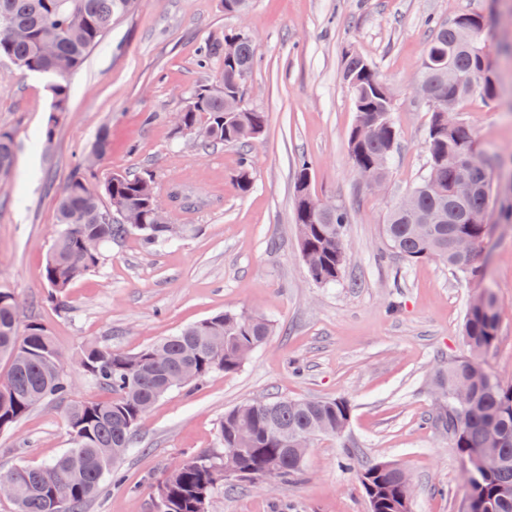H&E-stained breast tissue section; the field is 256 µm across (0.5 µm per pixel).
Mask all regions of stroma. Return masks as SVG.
<instances>
[{
	"label": "stroma",
	"instance_id": "1",
	"mask_svg": "<svg viewBox=\"0 0 512 512\" xmlns=\"http://www.w3.org/2000/svg\"><path fill=\"white\" fill-rule=\"evenodd\" d=\"M465 13L491 20L483 40L500 91L492 103L470 97L460 112L493 186L492 232L476 277L436 260L391 256L382 235L390 206L427 173L430 114L415 81L430 24ZM237 31L256 47L245 101L268 115L249 151L253 188L245 194L237 187L240 145L203 149L175 125L190 92L222 70L221 58L205 50ZM353 50L384 75L395 100L397 148L389 180L375 191L348 160L355 112L340 73ZM50 82L0 65V131L16 144L15 166L0 179V288L15 294L21 322L37 321L54 336L67 401L102 396L78 365L84 344L135 353L229 309L275 325L237 372L212 373L161 398L84 512H156L157 485L175 463L194 452L223 453L217 426L225 410L273 397L347 399L344 439L315 440L304 476L274 490L249 481L217 486L207 512H369L355 474L339 465L349 450L404 468L412 512H468L463 463L426 419L440 404L430 378L467 357L463 320L485 288L495 293L498 338L482 362L512 382V223L501 214L512 204V0H252L242 16L226 14L224 0H137L70 76L69 109L45 148ZM103 126L112 149L97 178L149 175L161 202L178 187L199 206L172 210L174 223L187 227L174 243L147 249L131 237L109 248L60 312L41 279L58 230L56 202ZM303 158L314 195L349 214V261L331 286L314 283L300 255L293 199ZM67 401L43 403L0 431V468L42 465L70 448Z\"/></svg>",
	"mask_w": 512,
	"mask_h": 512
}]
</instances>
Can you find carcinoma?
<instances>
[{"label":"carcinoma","mask_w":512,"mask_h":512,"mask_svg":"<svg viewBox=\"0 0 512 512\" xmlns=\"http://www.w3.org/2000/svg\"><path fill=\"white\" fill-rule=\"evenodd\" d=\"M136 0H0V61L17 69L51 75L54 116L45 127L42 144L53 140L56 115L68 110L67 76L99 46L114 21L129 13ZM472 39L455 38L457 24L436 23L427 40L419 79L426 85L430 122L425 149L426 176L410 191L416 211L393 205L383 236L389 250L408 262L436 259L464 276H475L477 252L490 234L487 210L491 193L487 160L480 155L465 126L443 128L441 111L459 110L469 96L486 100L498 96L495 85H476L487 64L482 34L484 18L468 14ZM235 42V56L224 47L223 90L202 86L190 93L180 110V130L194 134L201 145H245L265 129L268 116L249 108L242 97L255 48L244 32L224 36ZM342 74L354 79L351 89L356 121L348 135V156L354 171L387 177L398 140L393 121L394 97L384 76L369 61L349 54ZM111 139L101 128L83 155L57 202L58 231L49 249L42 279L47 299L67 310V293L75 281L100 267L103 250L135 236L153 249L168 244L171 232L155 223L163 207L149 176L112 173L91 181L94 170L109 153ZM15 142L0 131V176L15 165ZM482 171L481 184L462 200L450 194L460 176ZM251 165L242 158L238 189H252ZM439 187V195L433 187ZM293 222L300 254L312 281L329 285L340 281L348 262L346 224L341 205L327 211H305L294 201ZM99 241L86 250L84 243ZM273 325L261 316L226 311L180 329L134 353L97 344L85 346L79 357L82 371L106 397L73 402L64 417L72 445L53 461L0 470V486L10 493L15 512H83L98 492L115 459L134 443L137 428L155 403L188 383L178 372L189 370L194 380L214 372L238 371L248 356L272 334ZM498 319L490 289L474 296L467 309L464 336L471 356L437 368L432 382L442 394L429 424L446 433L451 448L465 463L469 498L482 505L479 512H512V383L486 370L481 356L497 338ZM8 368L0 387V430L12 428L38 402L62 400L70 392L53 336L39 322L21 324L13 292L0 290V359ZM351 405L343 398L254 399L224 412L218 438L224 455L193 453L162 479L165 512H205L211 491L239 479L259 483L272 479L286 484L300 478L308 448L319 437H339L349 425ZM344 465L357 479L375 512H411L402 468L381 461H359L348 453Z\"/></svg>","instance_id":"obj_1"}]
</instances>
